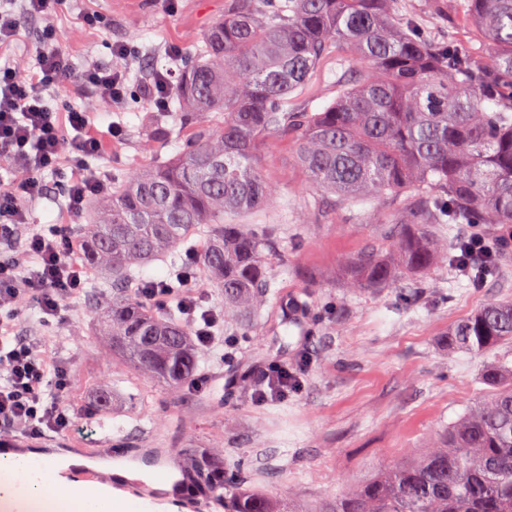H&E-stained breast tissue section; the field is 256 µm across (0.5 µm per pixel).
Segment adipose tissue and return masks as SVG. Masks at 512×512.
<instances>
[{
	"label": "adipose tissue",
	"instance_id": "ef3b65f1",
	"mask_svg": "<svg viewBox=\"0 0 512 512\" xmlns=\"http://www.w3.org/2000/svg\"><path fill=\"white\" fill-rule=\"evenodd\" d=\"M56 468V461L43 455L0 453V497L9 501L15 512H32L44 499L47 476ZM62 496L77 512H153L147 502L74 483L63 488Z\"/></svg>",
	"mask_w": 512,
	"mask_h": 512
}]
</instances>
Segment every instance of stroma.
<instances>
[{
    "label": "stroma",
    "instance_id": "35a3bbf8",
    "mask_svg": "<svg viewBox=\"0 0 512 512\" xmlns=\"http://www.w3.org/2000/svg\"><path fill=\"white\" fill-rule=\"evenodd\" d=\"M225 0H128L111 9L108 0H66L50 20L57 43L75 70L107 65L112 48L132 47L136 59L127 72V92L119 105L75 93L72 85L51 88L53 107H80L95 115L92 132L103 143L91 166L123 182L156 156L174 155L180 139L155 150L143 134L152 104L140 86L156 71H175L191 61L205 33L223 16ZM98 16L86 26V13ZM354 53L343 45L314 73L296 104L317 111L336 95L343 67ZM120 136H113V127ZM257 164L274 188L261 211L242 216L245 224H277L279 249L271 261L274 286L261 311V332L239 342L224 359L222 347L200 356L202 388L165 391L113 354L106 325L94 303L112 290L95 270L67 302L63 323L46 327L38 309L16 321L25 339L71 369L66 414L86 420L90 436H16L0 441V451L66 454L73 448L101 450L105 466L149 463L153 453L181 447L190 438L222 447L246 464L254 486L270 496L311 503L347 492L405 455L419 456L447 425L487 398V365L512 367V341L484 353L459 349L449 331L492 301L512 300V250L499 258L497 272L481 287L452 269L402 281L380 291L343 287L345 257L368 247L383 251L382 235L401 200L381 198L353 207L332 206L312 187L294 160L291 138L279 135L260 150ZM45 193L28 205L30 223L49 230L57 224L89 225L87 214L67 210L56 174L44 173ZM309 300L306 314L284 321V304ZM310 365L298 390L281 401L255 402L238 390L242 377L259 381L272 362ZM110 391L114 412L93 417L87 409L100 390ZM120 449L118 459L108 449Z\"/></svg>",
    "mask_w": 512,
    "mask_h": 512
}]
</instances>
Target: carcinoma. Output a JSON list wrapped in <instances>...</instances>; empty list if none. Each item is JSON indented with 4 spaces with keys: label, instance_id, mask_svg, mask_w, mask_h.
<instances>
[{
    "label": "carcinoma",
    "instance_id": "carcinoma-1",
    "mask_svg": "<svg viewBox=\"0 0 512 512\" xmlns=\"http://www.w3.org/2000/svg\"><path fill=\"white\" fill-rule=\"evenodd\" d=\"M448 19L439 41L402 14L401 0H227L224 17L180 70L177 112H152L145 135L157 144L179 119L184 149L112 186L94 210L96 230L81 235L91 265L112 275V300L97 307L112 352L177 392L192 383L199 349L176 307L148 304L137 270L181 249L224 290V317L242 336L256 332L270 293L276 224H230L256 212L272 188L256 164L272 137L294 139L297 163L320 192L343 205L410 193L389 231L393 250L345 259L346 288L381 289L403 275L465 262L474 245L431 233L434 224L512 227V0H423ZM480 35L463 47L454 30ZM346 44L357 65L337 80L318 112L293 105L328 57ZM224 116L219 126L205 120ZM205 236L196 250L197 236ZM512 340V301L484 305L451 332L480 353ZM492 396L448 426L417 458L345 495L299 512H512V368L492 364ZM184 494L219 512H286L252 487L244 464L224 449L186 443Z\"/></svg>",
    "mask_w": 512,
    "mask_h": 512
}]
</instances>
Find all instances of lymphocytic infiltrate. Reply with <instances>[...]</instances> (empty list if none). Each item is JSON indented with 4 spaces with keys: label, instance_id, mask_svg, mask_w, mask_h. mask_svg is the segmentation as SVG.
<instances>
[{
    "label": "lymphocytic infiltrate",
    "instance_id": "obj_1",
    "mask_svg": "<svg viewBox=\"0 0 512 512\" xmlns=\"http://www.w3.org/2000/svg\"><path fill=\"white\" fill-rule=\"evenodd\" d=\"M42 48L35 66L20 69L0 65V160L10 176L0 177V243L24 234V249L39 264L21 275L15 259L0 254V437H42L63 434L72 418L58 401L69 387L70 370L52 362L30 343L12 335L13 323L25 307L40 310L45 325L60 323L68 299L83 284L85 270L72 258L74 243L67 225L44 234L28 219L27 203L43 190V172L63 173V188L71 213H82L94 198L107 194L106 181L89 165L103 145L91 131L90 113L77 108L57 110L44 99L46 87L74 78L78 91L114 104L124 96L125 80L134 52L119 44L111 65L74 72L71 59L56 44V31L43 27ZM180 307L186 315H200L205 327L196 343L206 349L221 344L209 329L220 320L207 295L187 291Z\"/></svg>",
    "mask_w": 512,
    "mask_h": 512
}]
</instances>
